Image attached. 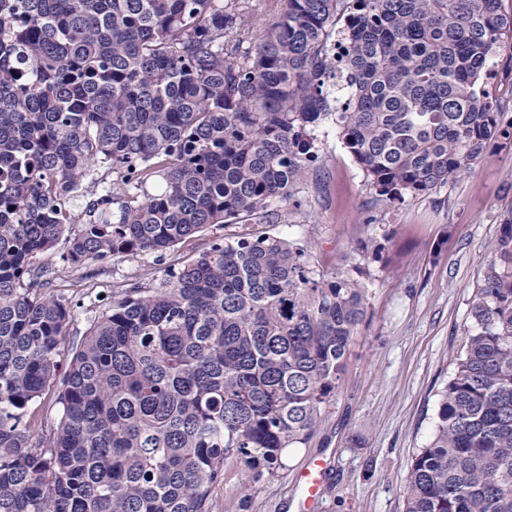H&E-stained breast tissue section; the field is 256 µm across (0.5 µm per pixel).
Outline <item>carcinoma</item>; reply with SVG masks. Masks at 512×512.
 Instances as JSON below:
<instances>
[{"instance_id":"obj_1","label":"carcinoma","mask_w":512,"mask_h":512,"mask_svg":"<svg viewBox=\"0 0 512 512\" xmlns=\"http://www.w3.org/2000/svg\"><path fill=\"white\" fill-rule=\"evenodd\" d=\"M240 57L245 0H0V512H215L231 460L272 476L336 392L365 320L358 265L274 231L336 115L395 202L455 180L500 132L483 89L502 0H281ZM336 112H331V97ZM112 176L65 235L67 196ZM117 210H112L113 204ZM246 231L190 257L212 226ZM152 255L76 344L55 429L31 406L74 320L41 258ZM405 512H512V217L488 250Z\"/></svg>"}]
</instances>
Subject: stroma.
Returning a JSON list of instances; mask_svg holds the SVG:
<instances>
[{
  "instance_id": "1",
  "label": "stroma",
  "mask_w": 512,
  "mask_h": 512,
  "mask_svg": "<svg viewBox=\"0 0 512 512\" xmlns=\"http://www.w3.org/2000/svg\"><path fill=\"white\" fill-rule=\"evenodd\" d=\"M314 136L320 159L296 187L301 206L282 210L275 229L311 241L321 269L359 265L367 318L314 433L260 482L247 484L239 464H226L213 489L220 512H299L300 473L318 459L328 468L317 512H403L408 463L431 435L487 246L512 217V136L491 143L453 183L388 205L342 145L334 118ZM361 240L369 243L363 252ZM164 276L152 257L114 258L93 274L97 294L73 295L71 341L107 308L112 279Z\"/></svg>"
}]
</instances>
